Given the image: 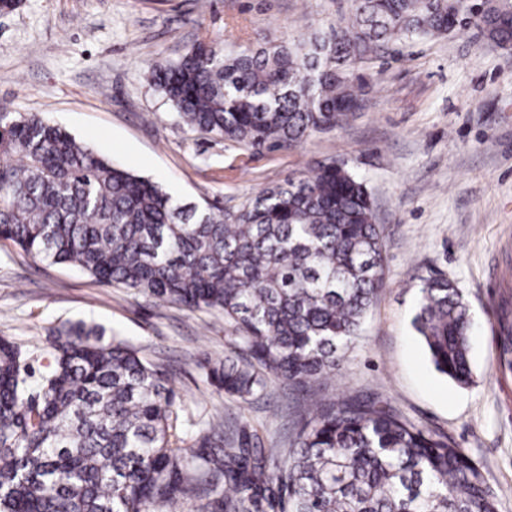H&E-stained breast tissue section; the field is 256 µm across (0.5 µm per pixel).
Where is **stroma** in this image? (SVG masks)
<instances>
[{
  "instance_id": "35a3bbf8",
  "label": "stroma",
  "mask_w": 512,
  "mask_h": 512,
  "mask_svg": "<svg viewBox=\"0 0 512 512\" xmlns=\"http://www.w3.org/2000/svg\"><path fill=\"white\" fill-rule=\"evenodd\" d=\"M353 12L354 0H21L0 14V106L40 114L179 201L232 211L332 160L364 179L383 231L384 285L335 376L303 386L273 378L264 396L225 398L202 367L229 345L222 313L102 284L4 241L0 336L39 372L54 328L102 326L168 373L188 447L217 412L226 433L284 449L306 423L307 399L386 398L448 436L482 470L498 512H512V373L498 348L502 295L512 294V49L476 26L398 44L364 67L362 108L294 149L257 151L191 131L149 80L150 67L197 43L237 52ZM429 276L447 277L472 307L469 386L434 369L413 328Z\"/></svg>"
}]
</instances>
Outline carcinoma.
<instances>
[{"mask_svg":"<svg viewBox=\"0 0 512 512\" xmlns=\"http://www.w3.org/2000/svg\"><path fill=\"white\" fill-rule=\"evenodd\" d=\"M467 0H355L352 17L291 42L225 55L197 43L150 70L188 128L253 149L295 148L362 105L356 66L390 47L462 29ZM506 2L472 19L512 40ZM0 239L189 309L224 314L237 345L209 367L224 396L263 395L267 376L302 386L339 369L383 286L384 246L365 182L345 164L260 191L235 211L178 204L37 114L0 120ZM472 318L447 278L422 280L413 326L435 370L470 384ZM83 321L48 336L34 378L0 338V512H173L215 494L219 512H497L479 467L447 436L380 397L311 404L280 463L224 419L179 445L170 379ZM499 364L512 371V321Z\"/></svg>","mask_w":512,"mask_h":512,"instance_id":"obj_1","label":"carcinoma"}]
</instances>
